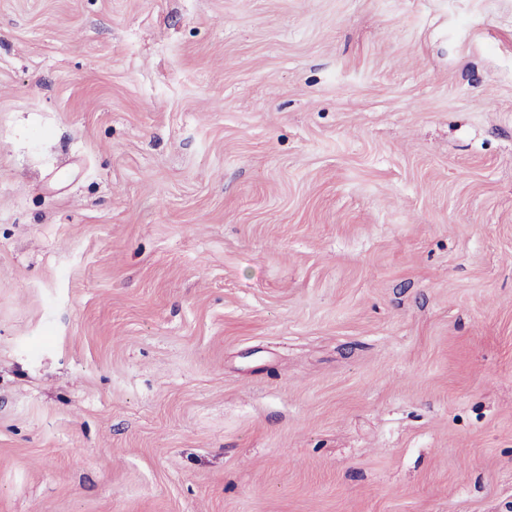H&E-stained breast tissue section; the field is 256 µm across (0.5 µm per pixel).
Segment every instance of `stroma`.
<instances>
[{
  "label": "stroma",
  "instance_id": "stroma-1",
  "mask_svg": "<svg viewBox=\"0 0 512 512\" xmlns=\"http://www.w3.org/2000/svg\"><path fill=\"white\" fill-rule=\"evenodd\" d=\"M0 512H512V0H0Z\"/></svg>",
  "mask_w": 512,
  "mask_h": 512
}]
</instances>
